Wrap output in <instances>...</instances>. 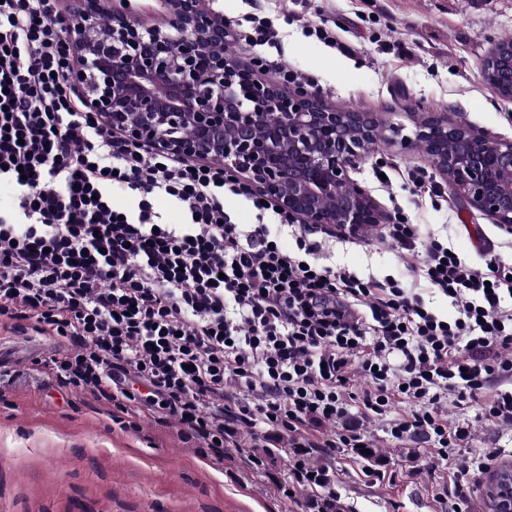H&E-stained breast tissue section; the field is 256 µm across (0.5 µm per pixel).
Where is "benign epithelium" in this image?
<instances>
[{"instance_id":"1","label":"benign epithelium","mask_w":512,"mask_h":512,"mask_svg":"<svg viewBox=\"0 0 512 512\" xmlns=\"http://www.w3.org/2000/svg\"><path fill=\"white\" fill-rule=\"evenodd\" d=\"M164 26L145 28L112 0H75L67 19L68 83L127 142L188 159H222L302 224L355 234L385 220L351 178L379 127L369 112H342L287 94L224 55V12L200 0H165ZM512 96V46L483 66ZM416 141L453 194L512 231V141L424 116ZM489 512H512V465L492 475Z\"/></svg>"}]
</instances>
